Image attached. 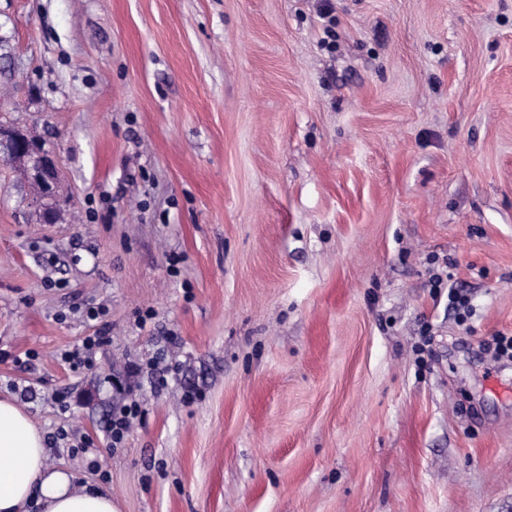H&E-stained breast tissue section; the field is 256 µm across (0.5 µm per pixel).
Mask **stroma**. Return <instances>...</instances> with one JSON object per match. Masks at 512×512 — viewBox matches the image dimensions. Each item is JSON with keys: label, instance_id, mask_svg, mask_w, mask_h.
Wrapping results in <instances>:
<instances>
[{"label": "stroma", "instance_id": "obj_1", "mask_svg": "<svg viewBox=\"0 0 512 512\" xmlns=\"http://www.w3.org/2000/svg\"><path fill=\"white\" fill-rule=\"evenodd\" d=\"M332 3L0 0V397L119 512H512V0ZM4 142L9 147L7 159L21 160L26 167L28 180L39 188L38 197L33 198L30 204L46 221H53L58 174L57 156L46 151L38 141L14 127L0 125V144ZM106 334L107 328L104 327L92 336L84 337L76 348L62 352L60 360L72 370L91 369L94 366L96 350L110 341V337ZM140 416L141 407L135 400L124 403L113 411L107 424L109 447L120 445L129 433L133 422Z\"/></svg>", "mask_w": 512, "mask_h": 512}]
</instances>
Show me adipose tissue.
I'll use <instances>...</instances> for the list:
<instances>
[{
    "mask_svg": "<svg viewBox=\"0 0 512 512\" xmlns=\"http://www.w3.org/2000/svg\"><path fill=\"white\" fill-rule=\"evenodd\" d=\"M44 439L16 402L0 399V512H119L109 493L49 470Z\"/></svg>",
    "mask_w": 512,
    "mask_h": 512,
    "instance_id": "adipose-tissue-1",
    "label": "adipose tissue"
}]
</instances>
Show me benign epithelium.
Wrapping results in <instances>:
<instances>
[{
  "label": "benign epithelium",
  "instance_id": "7a95c632",
  "mask_svg": "<svg viewBox=\"0 0 512 512\" xmlns=\"http://www.w3.org/2000/svg\"><path fill=\"white\" fill-rule=\"evenodd\" d=\"M1 143L8 146L7 158L22 161L26 167L28 180L39 188V195L31 200V205L46 221H53L58 174L57 156L46 151L38 141L13 127L0 125Z\"/></svg>",
  "mask_w": 512,
  "mask_h": 512
}]
</instances>
